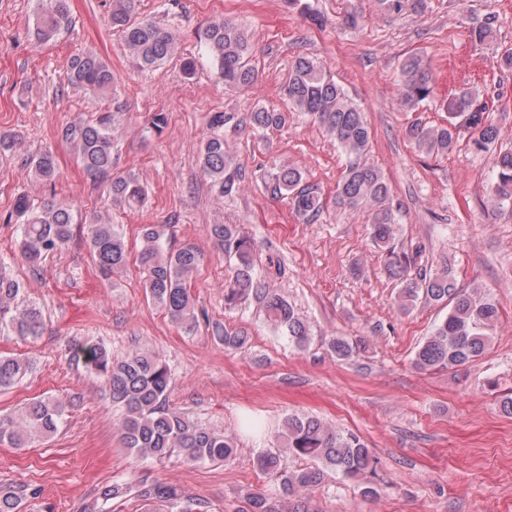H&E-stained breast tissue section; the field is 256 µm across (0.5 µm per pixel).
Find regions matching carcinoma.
<instances>
[{
  "label": "carcinoma",
  "mask_w": 512,
  "mask_h": 512,
  "mask_svg": "<svg viewBox=\"0 0 512 512\" xmlns=\"http://www.w3.org/2000/svg\"><path fill=\"white\" fill-rule=\"evenodd\" d=\"M425 0H379L387 12H419ZM134 0H112L110 22L117 32L125 54L136 69L158 68L180 58L185 74H194L196 58L179 56L178 43L169 30L150 17L134 16ZM71 0H46L33 21L32 35L48 43L72 24ZM471 38L482 45L493 37L492 21L487 19L470 28ZM197 46L202 48L224 85L246 89L256 80L250 66L248 36L224 17H215L195 30ZM403 81L398 103L408 112L433 94L430 64L420 54H411L401 63ZM66 82L74 89L113 94L112 67L95 53L74 56L66 72ZM282 95L291 111L311 116L349 157L337 184L336 199L344 208L370 213L371 239L385 257L384 272L398 288L399 309L407 311L424 300L448 304V314L418 346L414 364L422 371L462 365L480 357L491 341L498 321L496 302L477 289L470 291L457 284L452 267L417 266V253L395 245L399 231V212L391 187L383 171L366 161L371 130L366 117L349 99L343 87L323 66L307 55H299L292 64ZM484 93L466 87L455 93L446 105L448 120L429 125L419 117L404 127L403 136L418 151L428 155H446L453 151L461 131L469 133L473 145L484 150L494 145L499 128L488 120ZM126 104L114 97L110 107L89 120L62 128L59 137L78 151L80 165L94 177L110 179L112 201L137 209L146 206L148 192L133 174H112L113 153L122 131ZM290 111L265 106L249 112H214L209 133L196 163L203 175L222 197L240 190L242 171L229 151L227 135L243 129L258 134L288 123ZM497 179L488 193V202L498 211L512 212V150H500L494 156ZM34 176L46 183L57 174L52 151L36 154L29 160ZM266 187L274 197L286 196L292 209L307 222L316 221L323 212L319 187L310 183L294 165L273 164ZM16 213L24 218L17 242L19 257L37 270L51 253L69 245L74 236L72 209L64 204L34 206L22 195L15 203ZM169 225L149 224L142 228L136 263L143 274L146 299L163 309L188 333L205 329L224 348H244L248 337L228 331L196 305L190 277L198 270L204 255L192 242L173 247L168 244ZM210 236L233 260L231 276L224 288V303L235 305L254 297L265 316L282 330L297 350H305L312 336L307 321L280 294L254 279L257 243L243 235L235 224H213ZM85 243L100 272L109 276L126 269L131 250L114 225L94 220L88 224ZM24 286L6 267L0 265V335L35 339L42 334L45 315L41 307L20 301ZM332 354L347 360L357 346L343 336L328 339ZM72 360L104 380L112 403L121 409L120 431L124 447L134 455L164 464L173 457L188 464L229 463L236 458L237 444L224 432L201 425L173 406L169 365L157 354L135 351L127 357H112L100 342L75 346ZM29 362L15 356L0 355V389L19 383L27 374ZM66 403L46 397L32 401L18 416L0 413V442L14 448H28L50 438L64 423ZM306 462L288 467V459ZM378 459L360 437L338 430L317 418L290 414L282 420L280 442L275 450L256 457L258 469L273 477L278 499L273 500L249 489L243 498L247 512H309L305 495L321 485L329 472L361 487L365 497L377 495ZM41 490L28 486L0 488V512H22L24 500L37 498ZM129 496L146 506H162L165 512H210L208 503L193 501L177 485L141 475L128 482L102 485L88 512H97L99 503Z\"/></svg>",
  "instance_id": "1"
}]
</instances>
